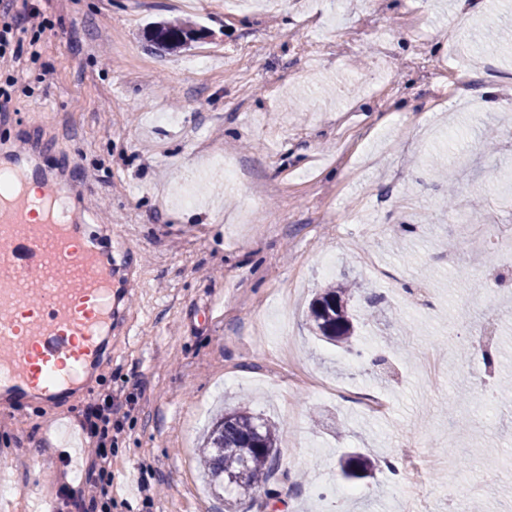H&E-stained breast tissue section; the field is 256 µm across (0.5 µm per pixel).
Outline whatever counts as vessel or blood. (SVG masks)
I'll list each match as a JSON object with an SVG mask.
<instances>
[{
    "instance_id": "b4317fda",
    "label": "vessel or blood",
    "mask_w": 512,
    "mask_h": 512,
    "mask_svg": "<svg viewBox=\"0 0 512 512\" xmlns=\"http://www.w3.org/2000/svg\"><path fill=\"white\" fill-rule=\"evenodd\" d=\"M0 172L14 183L0 193V407L54 406L67 431L54 459L70 468L80 433L66 404L111 357L104 338L121 323L117 270L100 237L57 205L76 194L77 180L16 161Z\"/></svg>"
}]
</instances>
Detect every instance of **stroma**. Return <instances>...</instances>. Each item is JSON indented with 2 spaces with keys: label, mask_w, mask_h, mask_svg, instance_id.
Instances as JSON below:
<instances>
[{
  "label": "stroma",
  "mask_w": 512,
  "mask_h": 512,
  "mask_svg": "<svg viewBox=\"0 0 512 512\" xmlns=\"http://www.w3.org/2000/svg\"><path fill=\"white\" fill-rule=\"evenodd\" d=\"M32 2L47 28L0 57V86L17 79L0 140L24 139L53 170L74 163L84 193L72 211L118 225L112 258L138 267L112 363L70 406L78 422L103 396L119 406L109 512H224L196 455L222 402L283 426L269 491L241 512H408L416 496L384 461L418 448L434 512H512V266L488 263L484 245L512 233L500 197L512 96L484 93L490 79L512 84V0H482L458 31L462 0H384L370 25L368 0ZM162 20L203 36L157 49L148 27ZM490 25L506 38L494 71L475 73L469 111L446 93L449 43L481 54ZM420 53L433 78L402 68ZM455 128L464 143L449 140ZM458 211L481 220L458 223ZM344 276L361 287L360 359L305 325L314 294ZM480 341L502 353L493 402L477 395ZM356 385L388 414L348 398ZM58 431L39 407L0 419L11 512H75L61 491L84 486L89 464L57 469ZM351 452L374 461L372 479H343Z\"/></svg>",
  "instance_id": "1"
}]
</instances>
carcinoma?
<instances>
[{"label":"carcinoma","mask_w":512,"mask_h":512,"mask_svg":"<svg viewBox=\"0 0 512 512\" xmlns=\"http://www.w3.org/2000/svg\"><path fill=\"white\" fill-rule=\"evenodd\" d=\"M194 29L187 23H166L150 32L151 41L177 50L193 41ZM356 289L345 280L323 288L311 301L308 324L315 335L338 348L349 349L357 336L359 321L350 300ZM281 427L245 404L224 410L212 423L200 449L201 465L214 492L224 496L227 512L261 484H267L278 467ZM345 480L356 482L372 474L369 460L350 455L341 464Z\"/></svg>","instance_id":"cac0c4a2"}]
</instances>
